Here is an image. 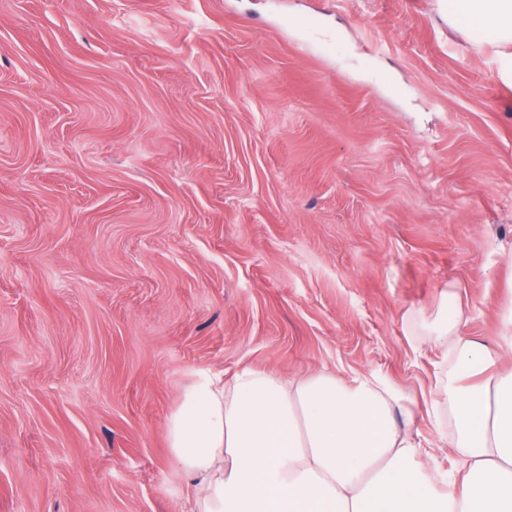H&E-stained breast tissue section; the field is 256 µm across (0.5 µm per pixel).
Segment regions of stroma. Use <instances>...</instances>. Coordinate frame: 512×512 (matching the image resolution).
Returning a JSON list of instances; mask_svg holds the SVG:
<instances>
[{
	"mask_svg": "<svg viewBox=\"0 0 512 512\" xmlns=\"http://www.w3.org/2000/svg\"><path fill=\"white\" fill-rule=\"evenodd\" d=\"M445 0H0V512H181L197 371L383 381L512 327V88Z\"/></svg>",
	"mask_w": 512,
	"mask_h": 512,
	"instance_id": "stroma-1",
	"label": "stroma"
}]
</instances>
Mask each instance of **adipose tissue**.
<instances>
[{"label": "adipose tissue", "instance_id": "1", "mask_svg": "<svg viewBox=\"0 0 512 512\" xmlns=\"http://www.w3.org/2000/svg\"><path fill=\"white\" fill-rule=\"evenodd\" d=\"M448 24L493 48L499 81L512 86V0H448ZM457 367L478 385L448 389L455 433L434 446L463 461L460 491L425 471L422 443L393 418L395 394L329 373L285 377L249 367L232 381L197 372L167 422V443L187 482L182 512H512V333L498 351L455 342Z\"/></svg>", "mask_w": 512, "mask_h": 512}]
</instances>
